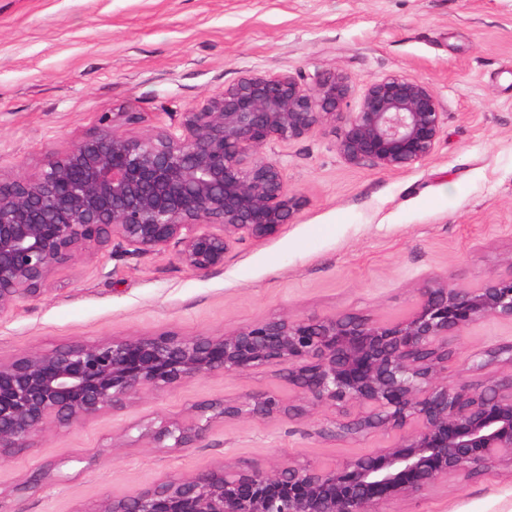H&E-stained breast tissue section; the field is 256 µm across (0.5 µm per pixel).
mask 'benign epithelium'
<instances>
[{"mask_svg": "<svg viewBox=\"0 0 512 512\" xmlns=\"http://www.w3.org/2000/svg\"><path fill=\"white\" fill-rule=\"evenodd\" d=\"M349 94L336 71L316 72L310 86L290 74H248L174 127L132 137L114 126L48 153L34 177L0 175V317L93 250L171 253L206 277L234 245L277 235L303 199L263 155L273 142L331 125L345 161L387 171L433 153L444 115L428 84L385 76L353 110ZM493 318L512 321V272L478 288L434 276L395 321L285 315L220 334L162 332L22 354L0 361V459L51 426L85 423L195 378L276 368L291 395L196 402L144 435L161 448H198L220 420L310 419L326 409L318 437L394 443L332 464L226 460L107 496L90 512H381L450 475L512 469V343L469 355L480 382H448L455 341Z\"/></svg>", "mask_w": 512, "mask_h": 512, "instance_id": "benign-epithelium-1", "label": "benign epithelium"}]
</instances>
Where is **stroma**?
<instances>
[{"mask_svg": "<svg viewBox=\"0 0 512 512\" xmlns=\"http://www.w3.org/2000/svg\"><path fill=\"white\" fill-rule=\"evenodd\" d=\"M428 83L444 114L434 152L403 171L347 163L332 127L266 147L305 206L201 277L170 255L101 251L57 271L0 318V360L61 344L171 330L220 333L283 316L408 314L436 274L478 286L512 271V0H0V174L34 175L100 129L177 124L247 73L316 71ZM136 121H127V113ZM512 341V322L465 330V359ZM268 370L212 375L114 414L51 429L0 466V512H74L105 496L237 460L341 461L381 437L324 440L308 420L215 424L198 448H158L146 425L196 401L276 390ZM387 512H512V474L460 477Z\"/></svg>", "mask_w": 512, "mask_h": 512, "instance_id": "35a3bbf8", "label": "stroma"}]
</instances>
